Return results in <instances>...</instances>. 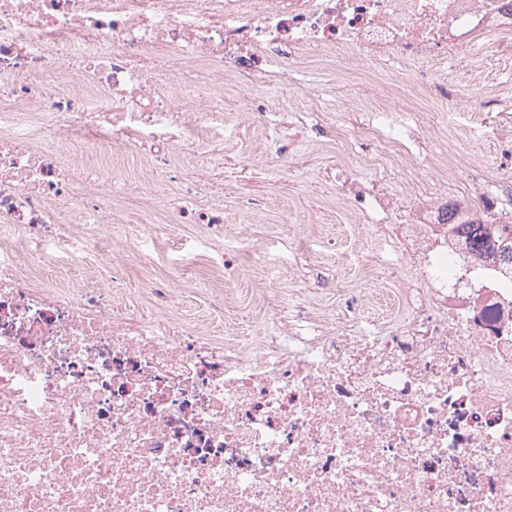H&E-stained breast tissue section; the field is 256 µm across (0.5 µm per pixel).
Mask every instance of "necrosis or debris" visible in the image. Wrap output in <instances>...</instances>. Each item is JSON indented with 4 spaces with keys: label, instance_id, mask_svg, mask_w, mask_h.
<instances>
[{
    "label": "necrosis or debris",
    "instance_id": "1",
    "mask_svg": "<svg viewBox=\"0 0 512 512\" xmlns=\"http://www.w3.org/2000/svg\"><path fill=\"white\" fill-rule=\"evenodd\" d=\"M486 52L512 58V0H0V512H512V177L476 201L417 151L481 82L446 65ZM307 62L362 91L336 195L375 286L332 314L271 299L248 339L167 289L144 307L104 244L119 201L150 238L201 225L238 277L223 174L189 170L228 84ZM486 96L471 118L506 138L512 83Z\"/></svg>",
    "mask_w": 512,
    "mask_h": 512
}]
</instances>
